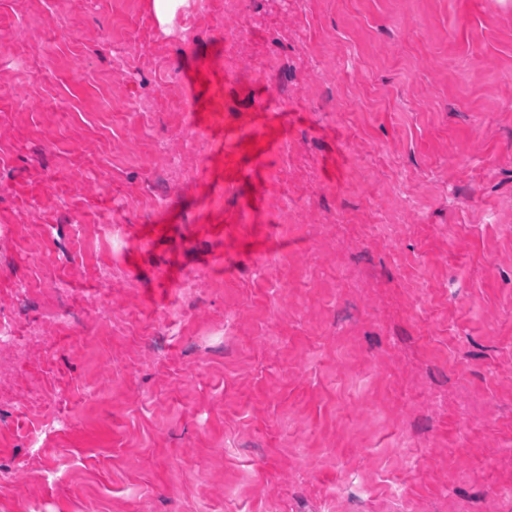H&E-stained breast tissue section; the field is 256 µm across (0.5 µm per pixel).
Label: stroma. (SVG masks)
I'll use <instances>...</instances> for the list:
<instances>
[{
	"mask_svg": "<svg viewBox=\"0 0 512 512\" xmlns=\"http://www.w3.org/2000/svg\"><path fill=\"white\" fill-rule=\"evenodd\" d=\"M152 2L0 0V512H512V0ZM220 90L209 87L204 89L193 105L192 123L198 128L212 129L220 127V133L224 132L222 122L218 117L221 115ZM284 116L285 114L280 112L264 113L261 115L259 122L255 119L248 124L239 126L238 129L233 132L234 136L239 141L265 138L267 148L272 149L277 143V140L273 137L274 132L280 127V124L283 123Z\"/></svg>",
	"mask_w": 512,
	"mask_h": 512,
	"instance_id": "35a3bbf8",
	"label": "stroma"
}]
</instances>
